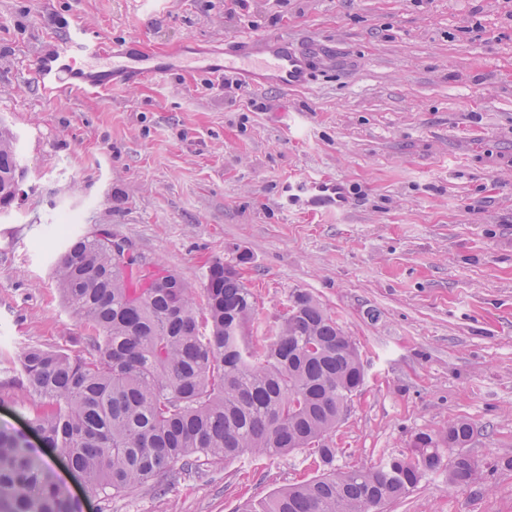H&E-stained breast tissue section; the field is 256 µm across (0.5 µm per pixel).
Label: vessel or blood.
<instances>
[{"label":"vessel or blood","mask_w":512,"mask_h":512,"mask_svg":"<svg viewBox=\"0 0 512 512\" xmlns=\"http://www.w3.org/2000/svg\"><path fill=\"white\" fill-rule=\"evenodd\" d=\"M321 58L319 44L299 47L284 31L244 33L220 46L193 41L171 52L151 54L139 40L105 43L76 25L34 58L33 75L48 100L71 94L97 97L116 87L156 82L177 71L229 77L255 90H288L307 87ZM290 199L310 214L348 207L345 186L328 178L296 183Z\"/></svg>","instance_id":"vessel-or-blood-1"}]
</instances>
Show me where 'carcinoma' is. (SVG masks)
<instances>
[{"mask_svg": "<svg viewBox=\"0 0 512 512\" xmlns=\"http://www.w3.org/2000/svg\"><path fill=\"white\" fill-rule=\"evenodd\" d=\"M13 132L0 126V200L19 178ZM54 263L56 291L81 321L76 354L29 346L19 382L33 397L30 424L67 453L87 493L119 494L172 483L204 461L275 458L314 448L326 472L288 486L247 512H382L473 438L466 420L414 438L412 455L336 469L330 435L364 382L353 337L312 295L296 291L273 336L252 291L216 260L194 294L177 274L133 254L115 265L112 234L66 236ZM473 462L457 454L452 488ZM0 512H82L50 465L19 434L0 429Z\"/></svg>", "mask_w": 512, "mask_h": 512, "instance_id": "obj_1", "label": "carcinoma"}]
</instances>
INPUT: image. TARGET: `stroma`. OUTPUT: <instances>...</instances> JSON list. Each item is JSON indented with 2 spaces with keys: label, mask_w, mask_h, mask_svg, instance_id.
I'll return each mask as SVG.
<instances>
[{
  "label": "stroma",
  "mask_w": 512,
  "mask_h": 512,
  "mask_svg": "<svg viewBox=\"0 0 512 512\" xmlns=\"http://www.w3.org/2000/svg\"><path fill=\"white\" fill-rule=\"evenodd\" d=\"M149 52L248 29L332 54L311 86L238 90L206 76L41 97L28 75L64 21ZM0 117L24 174L0 208V428L24 434L83 512H243L317 474L312 450L242 456L172 485L85 493L29 426L16 359L72 351L79 318L51 267L53 227L108 226L199 291L235 268L273 335L293 292L353 336L365 380L333 436L337 467L409 451L472 423L478 481L448 487L458 454L386 512H512V0H0ZM345 181L343 212L305 214L291 184Z\"/></svg>",
  "instance_id": "stroma-1"
}]
</instances>
